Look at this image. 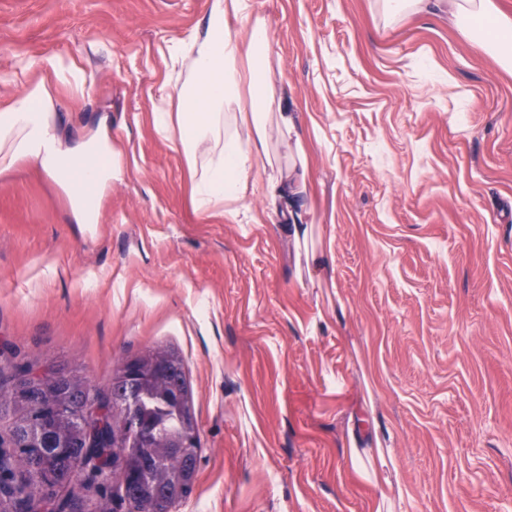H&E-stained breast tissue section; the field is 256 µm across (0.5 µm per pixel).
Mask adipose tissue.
<instances>
[{
	"instance_id": "ef3b65f1",
	"label": "adipose tissue",
	"mask_w": 512,
	"mask_h": 512,
	"mask_svg": "<svg viewBox=\"0 0 512 512\" xmlns=\"http://www.w3.org/2000/svg\"><path fill=\"white\" fill-rule=\"evenodd\" d=\"M229 13L245 22V32L225 23ZM448 18L463 39L480 40L512 68V21L496 15L491 0H448ZM167 51L153 129L184 156L195 209L235 218L240 203L257 196L291 224L294 243L305 241L309 228L296 199L306 187L308 158L296 142L294 113L273 107L270 31L254 0H211L205 32L176 40ZM54 108L38 83L0 110V172L21 159L33 161L69 194L75 223H96L99 199L122 174L114 164L112 133L104 126L88 139L69 140L57 128ZM276 140L296 144L288 167L277 159Z\"/></svg>"
}]
</instances>
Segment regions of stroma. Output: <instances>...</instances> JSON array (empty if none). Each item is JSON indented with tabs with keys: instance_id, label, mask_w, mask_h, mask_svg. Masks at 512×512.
Returning a JSON list of instances; mask_svg holds the SVG:
<instances>
[{
	"instance_id": "obj_1",
	"label": "stroma",
	"mask_w": 512,
	"mask_h": 512,
	"mask_svg": "<svg viewBox=\"0 0 512 512\" xmlns=\"http://www.w3.org/2000/svg\"><path fill=\"white\" fill-rule=\"evenodd\" d=\"M257 2L328 277L259 198L196 213L153 133L167 47L209 0H0V109L21 62L62 57L85 93L23 83L69 139L111 123L124 169L94 224L34 164L0 173V350L100 390L182 357L201 449L176 512H512V70L442 11Z\"/></svg>"
}]
</instances>
